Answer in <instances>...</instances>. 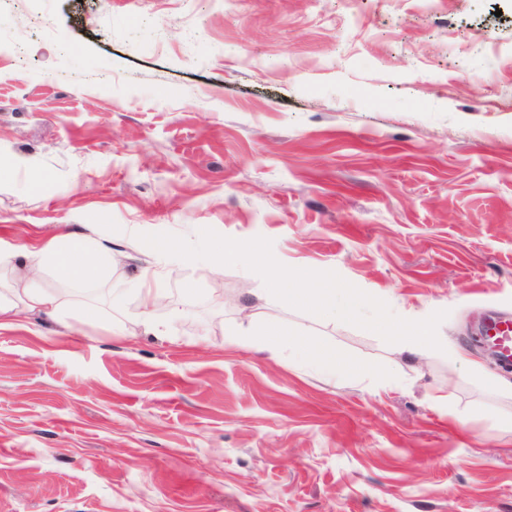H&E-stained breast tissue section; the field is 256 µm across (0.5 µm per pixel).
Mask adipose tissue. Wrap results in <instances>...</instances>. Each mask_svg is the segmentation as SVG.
<instances>
[{
	"label": "adipose tissue",
	"mask_w": 512,
	"mask_h": 512,
	"mask_svg": "<svg viewBox=\"0 0 512 512\" xmlns=\"http://www.w3.org/2000/svg\"><path fill=\"white\" fill-rule=\"evenodd\" d=\"M90 248V236L82 231L53 235L49 239L30 244L23 250L0 248V272L12 273L16 266H24L27 279L14 277L0 281V330L20 325L23 317L38 312L49 319H57L65 300L56 290L36 287L32 279L42 271H50L56 278L76 286L100 282L106 267L90 263L85 255Z\"/></svg>",
	"instance_id": "1"
}]
</instances>
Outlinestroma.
Wrapping results in <instances>:
<instances>
[{
  "instance_id": "stroma-1",
  "label": "stroma",
  "mask_w": 512,
  "mask_h": 512,
  "mask_svg": "<svg viewBox=\"0 0 512 512\" xmlns=\"http://www.w3.org/2000/svg\"><path fill=\"white\" fill-rule=\"evenodd\" d=\"M80 224L123 256L42 275L70 326L0 331V512H512V370L473 340L512 313V0H0V243ZM205 228L448 311L465 362L127 245ZM139 295L142 307V321L149 331L158 330L163 323L155 318V311L166 294L165 279L161 274L146 269L137 288H131Z\"/></svg>"
}]
</instances>
